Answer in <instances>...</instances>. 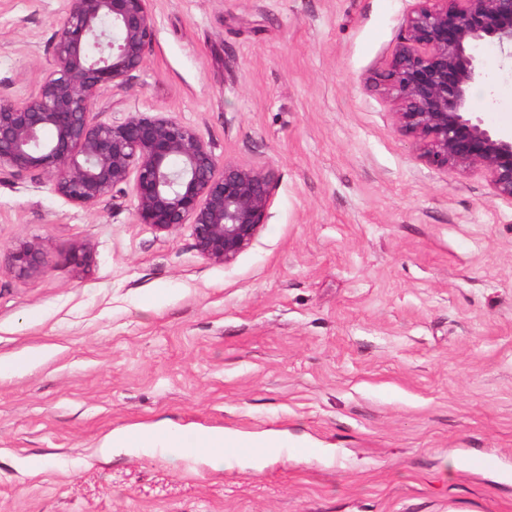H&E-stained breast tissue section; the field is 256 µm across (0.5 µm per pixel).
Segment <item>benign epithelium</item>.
Segmentation results:
<instances>
[{"instance_id":"7a95c632","label":"benign epithelium","mask_w":512,"mask_h":512,"mask_svg":"<svg viewBox=\"0 0 512 512\" xmlns=\"http://www.w3.org/2000/svg\"><path fill=\"white\" fill-rule=\"evenodd\" d=\"M149 0H65L53 66L38 92L0 101V169L49 176L59 196L90 209L132 186L140 223L170 233L191 227L199 255L229 265L256 240L273 203L274 173L226 162L193 127L164 112L97 120L101 91L122 86L153 40ZM512 60V0H419L391 60L388 93L400 130L447 168L479 169L494 195L512 200V135L470 109L485 73L474 50ZM41 243L11 254L20 278L42 274Z\"/></svg>"}]
</instances>
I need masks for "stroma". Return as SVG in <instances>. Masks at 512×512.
<instances>
[{
  "mask_svg": "<svg viewBox=\"0 0 512 512\" xmlns=\"http://www.w3.org/2000/svg\"><path fill=\"white\" fill-rule=\"evenodd\" d=\"M416 5L150 0L145 62L96 117L166 112L218 160L274 170L230 265L190 226L139 223L132 194L85 209L0 170V512H512V201L397 127L387 74ZM61 6L0 0V100L37 92ZM479 58L472 109L511 134L512 68ZM31 240L48 264L21 278ZM161 421L293 451L217 469L99 448ZM47 266V256L38 241H25L11 254V267L15 275L31 278L42 274Z\"/></svg>",
  "mask_w": 512,
  "mask_h": 512,
  "instance_id": "obj_1",
  "label": "stroma"
}]
</instances>
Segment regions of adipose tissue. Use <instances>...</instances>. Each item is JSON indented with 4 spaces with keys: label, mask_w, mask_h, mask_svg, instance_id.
I'll use <instances>...</instances> for the list:
<instances>
[{
    "label": "adipose tissue",
    "mask_w": 512,
    "mask_h": 512,
    "mask_svg": "<svg viewBox=\"0 0 512 512\" xmlns=\"http://www.w3.org/2000/svg\"><path fill=\"white\" fill-rule=\"evenodd\" d=\"M229 438L220 431H197L179 433L158 426H146L132 431L120 432L105 439L108 448H167L172 455H190L195 449L206 448L215 466L225 462L222 448Z\"/></svg>",
    "instance_id": "1"
}]
</instances>
